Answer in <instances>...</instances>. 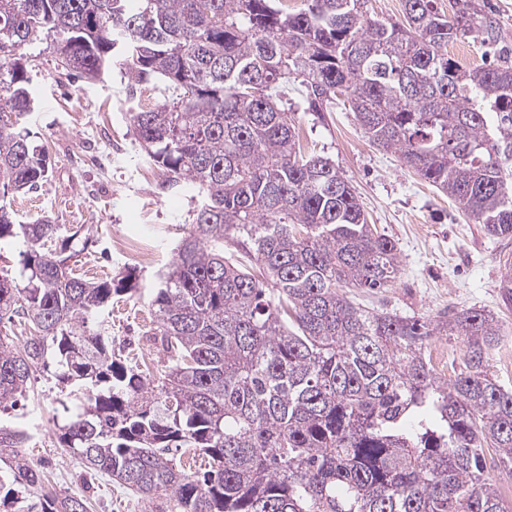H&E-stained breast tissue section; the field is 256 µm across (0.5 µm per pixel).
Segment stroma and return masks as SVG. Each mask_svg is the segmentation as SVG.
<instances>
[{"label":"stroma","mask_w":512,"mask_h":512,"mask_svg":"<svg viewBox=\"0 0 512 512\" xmlns=\"http://www.w3.org/2000/svg\"><path fill=\"white\" fill-rule=\"evenodd\" d=\"M479 2L495 20L499 42L487 53L469 38L450 43L449 55L468 66L498 61L502 50L512 51V0ZM29 77L35 100L29 127L49 155L52 174L36 191L15 195L12 207L26 223L47 216L68 229L83 226L85 241L73 243L77 272L99 278L136 273L137 293L112 306V347L124 360L156 371L165 356L148 334L154 318L150 291L189 232L200 203L197 191L169 186L167 173L143 159L129 129V113L160 104L164 94L149 85L128 89L116 69L96 82L62 77L47 53ZM285 104L305 149L335 162L370 223L400 248L396 285L380 291L355 288L351 298L378 312L424 319L469 307L491 311L500 336L488 371L512 388V364L501 361L512 352V306L505 305L499 288L512 269V239L487 235L459 204L402 167L393 153L371 144L343 101L311 112L301 92L292 90ZM137 221L149 226L158 243L157 265L127 261L112 250L113 236L130 233ZM58 392L55 378L40 376L23 400L0 415L22 425L30 412H44L42 442L24 449V456L50 488L83 496L88 512H151L147 501L108 477H87L82 461L61 447L53 411Z\"/></svg>","instance_id":"1"}]
</instances>
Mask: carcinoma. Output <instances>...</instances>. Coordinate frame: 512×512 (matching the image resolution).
I'll return each instance as SVG.
<instances>
[{
    "instance_id": "cac0c4a2",
    "label": "carcinoma",
    "mask_w": 512,
    "mask_h": 512,
    "mask_svg": "<svg viewBox=\"0 0 512 512\" xmlns=\"http://www.w3.org/2000/svg\"><path fill=\"white\" fill-rule=\"evenodd\" d=\"M368 0H0V241L20 238V277L0 274V410L40 373L76 408L59 443L155 505V512H512L488 478L512 473V389L487 371L500 328L484 309L444 319L370 310L350 288L393 287L397 242L368 224L328 158L304 155L281 107L288 82L308 110L342 95L369 141L454 200L495 237L512 236V61L466 67L448 44L498 42L475 0H404L403 19ZM170 91L129 113L134 139L172 185L203 194L159 276L151 335L166 364L141 372L112 353V299L128 275L70 266L80 230L15 222L8 193L49 178L30 146L28 69ZM434 336L461 344L442 377ZM26 428L0 421V489L14 512H87L46 488L21 454ZM403 0H369L368 14L379 21L390 22L402 19Z\"/></svg>"
}]
</instances>
